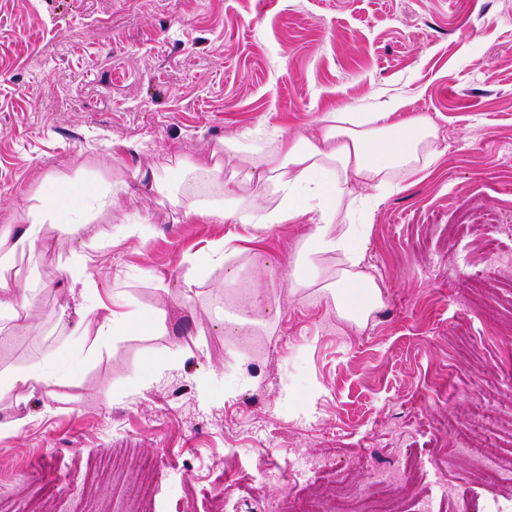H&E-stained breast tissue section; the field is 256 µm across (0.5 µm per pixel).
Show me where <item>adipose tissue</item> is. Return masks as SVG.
Returning a JSON list of instances; mask_svg holds the SVG:
<instances>
[{"label":"adipose tissue","instance_id":"1","mask_svg":"<svg viewBox=\"0 0 512 512\" xmlns=\"http://www.w3.org/2000/svg\"><path fill=\"white\" fill-rule=\"evenodd\" d=\"M402 100L387 102L379 112L345 110L325 113L321 133L314 139L288 137L277 130L272 146L254 143L247 147L239 139L219 142L212 148L211 165L202 172L220 182L224 199H199L195 183L167 180L166 164L155 160L139 175L143 188L158 194L175 207L181 221H213L239 224L250 229L251 241L260 231L279 224L307 219L309 232L298 249L290 278L306 288L318 287L333 302L337 316L357 326H365L381 305V289L367 266V242L371 227L356 223L353 214L359 198L357 186L380 192L398 188L399 178L427 168L436 155L439 128L433 119L421 115L396 120ZM232 158L236 168L224 179V160ZM111 208V196L88 201L87 197H66L56 189L42 191L28 208L25 224L0 229V323L17 328L27 325L31 304L24 286L7 279L3 270L16 253L34 251L43 243L45 225L55 223L58 214L75 223H88L90 207ZM335 255L338 263L333 277L319 274L322 256ZM73 335L79 341L88 336H112L143 325H161L160 317L139 309L124 308L102 299H81L73 308ZM55 352L41 361L0 378V389H25L35 393L59 381L51 366Z\"/></svg>","mask_w":512,"mask_h":512}]
</instances>
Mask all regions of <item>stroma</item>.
<instances>
[{"instance_id":"35a3bbf8","label":"stroma","mask_w":512,"mask_h":512,"mask_svg":"<svg viewBox=\"0 0 512 512\" xmlns=\"http://www.w3.org/2000/svg\"><path fill=\"white\" fill-rule=\"evenodd\" d=\"M431 116L432 166L378 195L367 259L382 307L363 327L288 275L307 224L196 265L238 224L174 223L136 171L193 175L221 140L318 133L327 112ZM122 184L89 224H49L6 275L33 280L30 328L0 333V375L56 350L62 382L0 390V512H260L319 495L331 468L361 489L414 449L427 475L497 499L472 453L512 459V290L469 301L487 264L478 217L512 225V0H0V227L47 184ZM475 220L454 239L453 224ZM138 225L127 235L123 223ZM164 314L165 327L80 347L59 323L72 271ZM196 284L183 293L185 277ZM246 312L240 332L215 314ZM283 478L264 481L268 468Z\"/></svg>"}]
</instances>
